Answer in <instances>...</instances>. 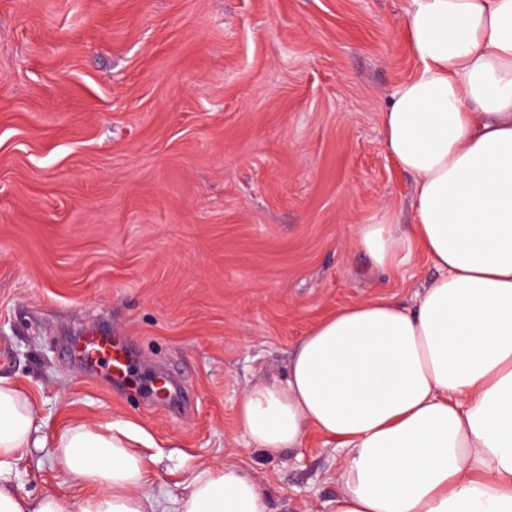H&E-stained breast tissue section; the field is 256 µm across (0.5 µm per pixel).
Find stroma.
Listing matches in <instances>:
<instances>
[{
	"mask_svg": "<svg viewBox=\"0 0 512 512\" xmlns=\"http://www.w3.org/2000/svg\"><path fill=\"white\" fill-rule=\"evenodd\" d=\"M405 0H0V375L66 418L152 439L156 490L244 468L271 512H328L340 462L308 430L270 458L237 403L281 378L321 318L379 294L415 307L412 255L375 269L360 225L411 222L412 180L380 114L415 71ZM99 326L140 361L134 389L83 374ZM175 372L179 411L138 388ZM20 491L73 489L47 452Z\"/></svg>",
	"mask_w": 512,
	"mask_h": 512,
	"instance_id": "35a3bbf8",
	"label": "stroma"
}]
</instances>
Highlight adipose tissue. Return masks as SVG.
Here are the masks:
<instances>
[{
	"label": "adipose tissue",
	"mask_w": 512,
	"mask_h": 512,
	"mask_svg": "<svg viewBox=\"0 0 512 512\" xmlns=\"http://www.w3.org/2000/svg\"><path fill=\"white\" fill-rule=\"evenodd\" d=\"M416 61L381 114L384 150L414 178L413 222L361 225L376 268L413 250L436 277L415 308L379 295L318 321L284 379L249 387L243 434L265 455L308 430L343 454L331 512H512V0H407ZM149 436L82 421L46 434L0 376V512H270L242 468L212 464L160 495ZM50 449L83 491L21 494L16 463Z\"/></svg>",
	"instance_id": "ef3b65f1"
}]
</instances>
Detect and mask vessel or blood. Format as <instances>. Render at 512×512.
<instances>
[{"label": "vessel or blood", "instance_id": "b4317fda", "mask_svg": "<svg viewBox=\"0 0 512 512\" xmlns=\"http://www.w3.org/2000/svg\"><path fill=\"white\" fill-rule=\"evenodd\" d=\"M72 353L88 373L105 370L110 381L122 382L136 350L131 342L93 327L73 339Z\"/></svg>", "mask_w": 512, "mask_h": 512}]
</instances>
